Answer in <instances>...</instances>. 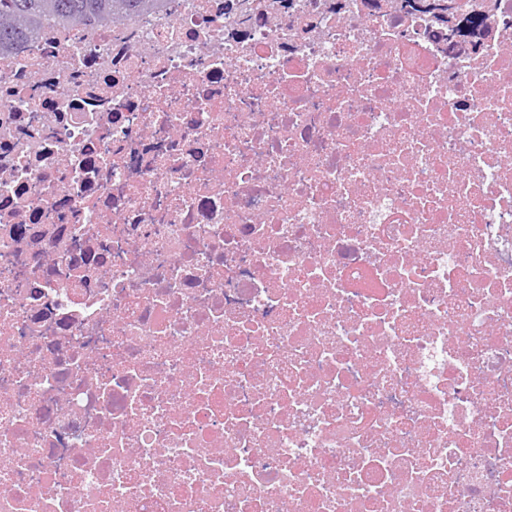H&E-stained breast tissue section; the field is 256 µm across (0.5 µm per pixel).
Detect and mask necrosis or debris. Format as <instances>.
I'll return each instance as SVG.
<instances>
[{
  "mask_svg": "<svg viewBox=\"0 0 512 512\" xmlns=\"http://www.w3.org/2000/svg\"><path fill=\"white\" fill-rule=\"evenodd\" d=\"M262 3L0 55V512H512V0Z\"/></svg>",
  "mask_w": 512,
  "mask_h": 512,
  "instance_id": "necrosis-or-debris-1",
  "label": "necrosis or debris"
}]
</instances>
